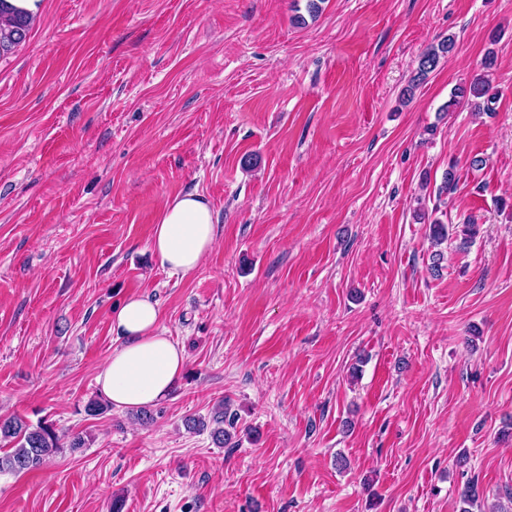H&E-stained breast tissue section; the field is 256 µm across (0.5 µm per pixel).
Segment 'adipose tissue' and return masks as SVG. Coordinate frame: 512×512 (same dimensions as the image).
Instances as JSON below:
<instances>
[{
  "instance_id": "ef3b65f1",
  "label": "adipose tissue",
  "mask_w": 512,
  "mask_h": 512,
  "mask_svg": "<svg viewBox=\"0 0 512 512\" xmlns=\"http://www.w3.org/2000/svg\"><path fill=\"white\" fill-rule=\"evenodd\" d=\"M217 227L211 206L198 192L167 199L154 228L151 247L161 265L190 273L213 249ZM160 311L149 298L127 297L112 315L123 342L102 365L100 393L120 410L140 409L165 399L179 381L183 349L159 328Z\"/></svg>"
}]
</instances>
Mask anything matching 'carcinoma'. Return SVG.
I'll list each match as a JSON object with an SVG mask.
<instances>
[{"instance_id":"cac0c4a2","label":"carcinoma","mask_w":512,"mask_h":512,"mask_svg":"<svg viewBox=\"0 0 512 512\" xmlns=\"http://www.w3.org/2000/svg\"><path fill=\"white\" fill-rule=\"evenodd\" d=\"M30 26V20L23 16H0V55L24 42ZM453 48L454 39L448 37L420 55L416 72L403 91L405 99H411L417 86L437 68L440 59ZM491 90L492 86L486 75H475L452 92L443 111L450 112L463 101L476 103L482 99L487 105L496 98ZM212 420L217 424L212 432L214 442L219 446L228 443L231 434L224 429V410L215 412ZM0 441L10 445L9 450L0 455V472L10 473L36 470L63 447L60 436L50 425L41 422L32 425L19 417L11 416L0 417Z\"/></svg>"}]
</instances>
